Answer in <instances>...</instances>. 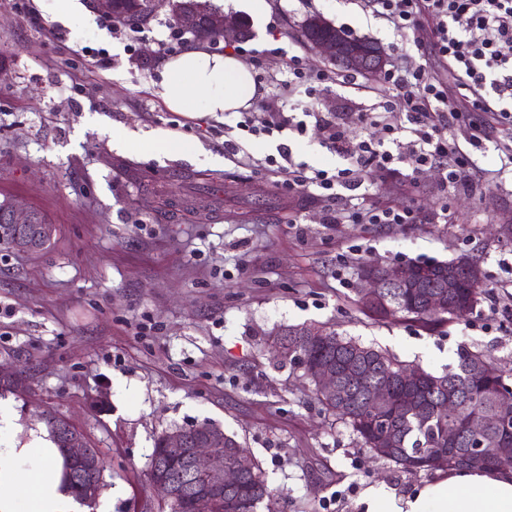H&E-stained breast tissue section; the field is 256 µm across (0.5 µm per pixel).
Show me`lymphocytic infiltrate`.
I'll list each match as a JSON object with an SVG mask.
<instances>
[{
	"label": "lymphocytic infiltrate",
	"instance_id": "f902f5d3",
	"mask_svg": "<svg viewBox=\"0 0 512 512\" xmlns=\"http://www.w3.org/2000/svg\"><path fill=\"white\" fill-rule=\"evenodd\" d=\"M374 16L386 20L400 36L403 45L416 50L431 48L436 62L449 67L457 76L447 85L432 66L408 68L393 64L384 76L385 89L392 94V106L404 114L406 127L387 126L386 138L350 141L336 119L313 112L310 102L321 85L330 82L327 73L305 71L299 57L288 60L289 80L281 87L291 104L284 112L278 101L263 108L261 117L243 113L239 129L250 135H304L306 117H313L321 132V144L345 160V167L328 172L310 169L295 162L288 148L278 156L266 157L270 172L281 174L280 185L288 191L320 193L336 198L338 189L354 191L363 184L365 170L384 172L393 165H408L412 174L438 165L443 182L456 188L470 184L474 162L469 152L449 143V130L469 129L471 146H479L488 135L473 115L492 111L500 124L512 126V0H363ZM436 19L426 29V19ZM492 90L495 104H488L484 90ZM302 111L295 119L294 111ZM418 215L410 207H388L374 201L345 202L333 211L330 223L410 224Z\"/></svg>",
	"mask_w": 512,
	"mask_h": 512
}]
</instances>
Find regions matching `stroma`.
<instances>
[{"label":"stroma","instance_id":"35a3bbf8","mask_svg":"<svg viewBox=\"0 0 512 512\" xmlns=\"http://www.w3.org/2000/svg\"><path fill=\"white\" fill-rule=\"evenodd\" d=\"M238 46L253 70L255 99L269 100L288 77L289 57L327 72L315 108L339 116L349 138L384 137L361 112L400 123L380 82L316 56L301 36L319 15L376 41L388 62L399 52L393 28L359 0H269ZM85 20L38 11L35 0H0V200L41 211L55 226L50 247L23 253L0 245V368L23 389L5 390L24 428L64 417L98 449L102 492L112 512H162L149 479L154 439L211 422L236 434L260 461L274 499L258 512H363L361 492L385 483L406 494L430 480L362 448L351 428L307 395L299 370L267 340L288 325L332 324L366 345L440 374L460 348L488 350L512 385V239L496 233L512 213V180L489 175L496 151L472 149L485 173L469 189L445 191L432 169L409 182L407 165L368 171L375 201L409 206L413 224H331L336 201L289 193L257 163L280 136L225 128L197 105L169 110L153 93L165 60L159 42L175 17L159 10L134 43ZM105 48V65L84 48ZM187 144L169 153L163 140ZM123 137L127 148L112 146ZM308 127L291 140L296 160L317 169L341 163ZM244 145L255 167L238 166L226 141ZM481 265L486 297L475 313L429 332L378 324L356 306L357 266L447 261Z\"/></svg>","mask_w":512,"mask_h":512}]
</instances>
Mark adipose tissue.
I'll use <instances>...</instances> for the list:
<instances>
[{
    "label": "adipose tissue",
    "instance_id": "adipose-tissue-1",
    "mask_svg": "<svg viewBox=\"0 0 512 512\" xmlns=\"http://www.w3.org/2000/svg\"><path fill=\"white\" fill-rule=\"evenodd\" d=\"M155 94L173 111L197 102L207 113L249 107L256 88L249 68L236 56L191 46L166 60ZM18 426L0 400V512H112V498L83 506L65 480L67 460L50 429L16 438ZM365 512H512V469L450 468L414 492L396 495L385 485L362 495Z\"/></svg>",
    "mask_w": 512,
    "mask_h": 512
}]
</instances>
